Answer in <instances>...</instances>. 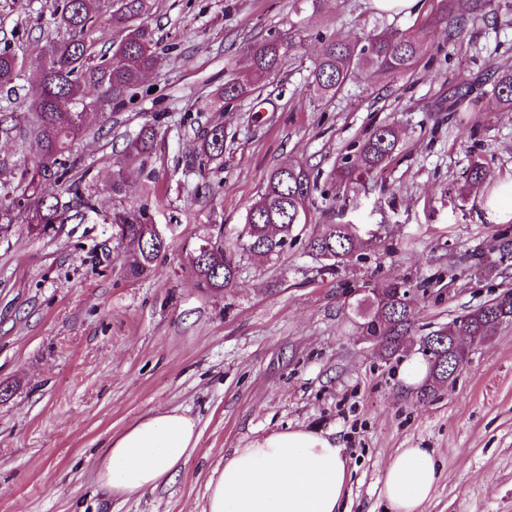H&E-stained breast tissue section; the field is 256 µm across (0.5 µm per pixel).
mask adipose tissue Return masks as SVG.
I'll return each instance as SVG.
<instances>
[{
	"instance_id": "obj_1",
	"label": "adipose tissue",
	"mask_w": 512,
	"mask_h": 512,
	"mask_svg": "<svg viewBox=\"0 0 512 512\" xmlns=\"http://www.w3.org/2000/svg\"><path fill=\"white\" fill-rule=\"evenodd\" d=\"M198 440L194 418L150 414L113 437L94 469L101 487L142 494L171 476ZM439 478L428 448H402L388 461L380 494L387 512H423ZM348 472L335 439L297 428L235 449L207 485L205 512H339Z\"/></svg>"
}]
</instances>
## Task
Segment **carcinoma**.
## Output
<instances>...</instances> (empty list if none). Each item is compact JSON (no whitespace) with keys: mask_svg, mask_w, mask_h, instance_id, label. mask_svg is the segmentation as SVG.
<instances>
[{"mask_svg":"<svg viewBox=\"0 0 512 512\" xmlns=\"http://www.w3.org/2000/svg\"><path fill=\"white\" fill-rule=\"evenodd\" d=\"M496 8V0H434L430 12L421 19L424 26L445 25L448 38L456 39L467 24L484 18ZM148 9L146 0H57L55 23L68 31V39L49 41L41 48L42 67L32 82L24 106L27 109V136L35 141L38 155L21 169L17 183H0V217L9 216L12 205L22 202L33 207L38 224H63L69 219L71 204L95 209V191L79 181L68 183L73 202L63 200L59 187L67 183L71 171L70 157L88 132L87 116L92 112H117L124 108L144 74L156 62L152 30L144 23L131 26L125 36L100 55L93 50L90 34L102 21L124 25ZM297 48L296 37L268 39L250 52L253 68L260 74L277 70L282 60ZM420 43L409 33L398 29L362 33L352 41L332 37L323 44L322 52L310 71V84L320 98L334 96L350 79L353 71L366 67L381 75L404 74L417 64ZM22 61L10 49L0 50V89H11L19 76ZM496 101L512 108V69L497 72L492 82ZM251 93L249 86L229 81L218 92L224 100L243 98ZM472 89L465 83L455 87L448 98V110L457 111L468 101ZM159 123L148 122L126 143L121 163L146 165L155 150ZM399 143L391 124L378 126L355 149L344 157L339 179L348 185L373 178L393 157ZM224 157V126L215 124L204 131L192 145L194 159L208 162ZM317 188L310 169L303 164L280 165L268 174L258 197L246 208L245 222L238 235L239 257L224 253L215 242L204 253L199 246L189 252V264L198 285L210 292H222L236 283L240 260L261 257L278 260L297 239L303 228L314 223L310 207L311 195ZM112 223L124 226V235L137 246L135 259L126 267L133 278L150 273L163 257L166 248L149 235L144 211L116 210ZM362 245L351 224H319L305 240V250L334 272L353 257ZM416 292L403 283L378 286L371 305L360 314V328L378 345L381 352L393 357L407 347L413 327L411 305ZM512 322V290L497 295L492 302L480 305L457 317L459 333L485 343L498 329ZM429 346V372L420 396L428 399L448 384L449 374L458 361L464 360L448 332L433 331L423 337Z\"/></svg>","mask_w":512,"mask_h":512,"instance_id":"1","label":"carcinoma"}]
</instances>
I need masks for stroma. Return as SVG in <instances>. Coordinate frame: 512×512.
<instances>
[{"instance_id": "obj_1", "label": "stroma", "mask_w": 512, "mask_h": 512, "mask_svg": "<svg viewBox=\"0 0 512 512\" xmlns=\"http://www.w3.org/2000/svg\"><path fill=\"white\" fill-rule=\"evenodd\" d=\"M497 3L452 40L445 26H419L431 0L406 14L370 0H149L157 63L123 110L91 116L74 153L70 176L93 183L95 210L38 226L16 206L0 221V512H204L225 457L289 428L343 447L345 512H384L380 479L400 448H431L440 461L424 512H512V323L473 345L430 399L401 377L420 336L512 289V111L488 82L512 67V0ZM54 5L0 0V47L25 61L19 92L40 67L32 45L66 37L50 22ZM387 28L421 41L413 71L359 69L335 97L315 96L309 70L324 40ZM295 30L296 55L253 95L214 104L225 82L252 78L251 46ZM463 80L477 109L449 111ZM158 113L167 119L147 164L117 168L124 134ZM216 123L223 165L186 172L199 129ZM385 123L399 131L396 154L373 179L341 184L344 157ZM476 160L489 175L474 186ZM287 163L317 178L318 223L355 225L366 247L328 273L299 240L279 260L243 259L233 288H199L189 249L220 227L235 252L247 205ZM122 207L145 209L169 245L138 279L125 272L135 248L111 224ZM389 282L427 291L405 355L392 358L356 314L365 289ZM158 410L194 417L196 448L152 492L101 489L97 457Z\"/></svg>"}]
</instances>
